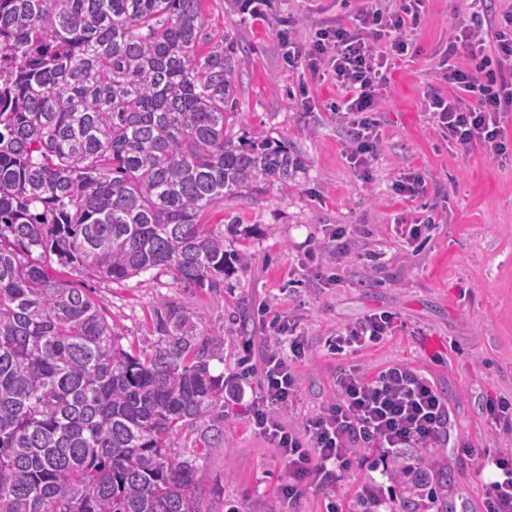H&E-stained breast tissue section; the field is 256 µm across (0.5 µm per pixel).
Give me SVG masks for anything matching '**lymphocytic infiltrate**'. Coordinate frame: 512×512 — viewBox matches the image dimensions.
Returning <instances> with one entry per match:
<instances>
[{
    "mask_svg": "<svg viewBox=\"0 0 512 512\" xmlns=\"http://www.w3.org/2000/svg\"><path fill=\"white\" fill-rule=\"evenodd\" d=\"M421 6L422 0H402L396 9L365 8L350 25L317 29L305 45L288 47V63L305 61L344 91L334 109L351 128L348 157L356 172H365L375 158L378 133L372 114L379 104L378 90L393 61L407 55ZM454 43L467 57L466 63L448 68V82L458 94H431L427 109L444 136L462 151L477 147L491 158L502 157L507 153L505 120L512 114V12L503 14L490 39L481 23H461ZM394 329L392 315L372 314L328 336L325 344L339 353L380 343ZM277 330L288 336V354H267L261 406L253 422L288 464V498H296L306 480L323 485L347 471L360 449L389 461L407 449L441 441L450 420L447 401L430 380L401 362L374 376L359 368L341 372L334 403L307 419L302 431L284 428L275 415L287 409L298 388L289 360L303 354L305 339L288 319ZM482 464L492 469L485 512H512V460L487 451Z\"/></svg>",
    "mask_w": 512,
    "mask_h": 512,
    "instance_id": "1",
    "label": "lymphocytic infiltrate"
}]
</instances>
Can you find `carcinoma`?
<instances>
[{
  "instance_id": "cac0c4a2",
  "label": "carcinoma",
  "mask_w": 512,
  "mask_h": 512,
  "mask_svg": "<svg viewBox=\"0 0 512 512\" xmlns=\"http://www.w3.org/2000/svg\"><path fill=\"white\" fill-rule=\"evenodd\" d=\"M202 3L0 0V512H208L224 337L161 302L126 349L54 269L222 288L239 225L202 216L304 170L232 133L246 59Z\"/></svg>"
}]
</instances>
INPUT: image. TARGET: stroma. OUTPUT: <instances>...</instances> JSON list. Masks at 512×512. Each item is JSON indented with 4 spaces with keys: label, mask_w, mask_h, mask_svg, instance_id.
I'll use <instances>...</instances> for the list:
<instances>
[{
    "label": "stroma",
    "mask_w": 512,
    "mask_h": 512,
    "mask_svg": "<svg viewBox=\"0 0 512 512\" xmlns=\"http://www.w3.org/2000/svg\"><path fill=\"white\" fill-rule=\"evenodd\" d=\"M364 0H252L247 18L224 12V0H204L213 32L238 33L249 64L237 81L238 135L267 137L301 158L306 171L287 189L226 200L204 215L207 224L237 222L249 233L233 250L247 257L212 292L172 284L159 273L120 283L64 268L62 279L91 289L125 342L153 332L159 299L188 305L201 329L224 337L210 361L234 381L240 397L224 408V445L207 449L203 495L211 512H358L366 486L382 490L387 512H479L488 474L483 450L512 457V442L496 429L488 404L512 402V161L482 150H456L425 110L430 92L455 90L442 62L456 27L471 16L492 24L512 12V0H423L414 49L392 66L373 118L380 139L366 174L347 159L348 129L329 108L344 93L305 65L289 66L284 36L299 43L316 29L348 23ZM420 175L419 194L403 198L393 185ZM427 224L425 241L408 246L401 222ZM347 233L331 238L337 227ZM393 314L394 336L352 353H331L327 336L376 312ZM295 320L309 348L293 360L298 389L282 420L302 429L336 398L346 368L377 372L404 362L427 377L446 399L448 435L414 451L429 482L414 487L382 472L363 449L330 487L306 485L298 499L281 494L288 465L252 422L260 393L262 356L275 341L272 321Z\"/></svg>",
    "instance_id": "35a3bbf8"
}]
</instances>
